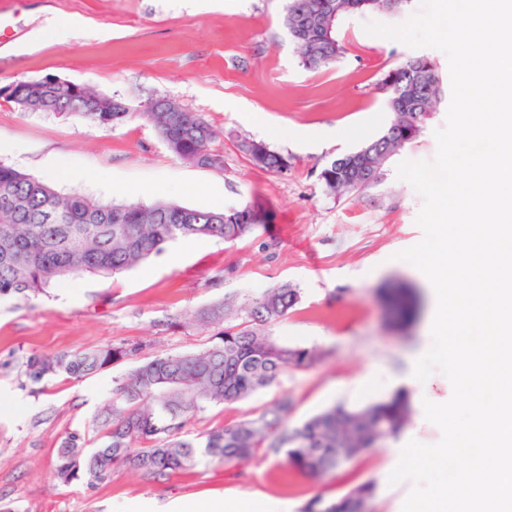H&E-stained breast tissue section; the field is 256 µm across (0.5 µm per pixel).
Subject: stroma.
Instances as JSON below:
<instances>
[{"instance_id": "obj_1", "label": "stroma", "mask_w": 512, "mask_h": 512, "mask_svg": "<svg viewBox=\"0 0 512 512\" xmlns=\"http://www.w3.org/2000/svg\"><path fill=\"white\" fill-rule=\"evenodd\" d=\"M287 0H0V24L14 35L0 42V86L54 76L140 105L173 99L216 130L223 163L198 167L173 155L142 117L102 127L77 116L24 112L0 99V139L14 150L0 163L42 177L57 162L98 168L110 184L60 180L102 201L148 204L163 198L205 209L251 205L267 223L233 242L184 238L160 254L110 278H63L45 292L0 298V512H157L186 499L217 503L229 497L284 499L302 512L316 497L330 498L371 483L366 512H402L411 481L390 484L401 450L412 439L440 440L423 403H443L452 387L441 373L408 390L412 411L395 437L342 468L308 475L291 468L284 452L260 448L245 461H202L187 471L152 478L114 468L104 482L68 485L54 477L56 450L72 432L93 435L103 407L134 367L123 361L74 380L25 375L29 355L76 354L121 344H144V356L184 353L207 345L219 328L203 329L192 314L230 299L246 307L265 290L289 283L300 294L271 336L316 350V362L283 373L272 386L237 402L212 403L191 416L182 434L197 435L254 417L281 399L291 403L286 426L324 409L362 407L390 397L392 381L412 354L429 348L424 324L433 292L399 252L416 245L420 196L399 178L405 160H430L434 132L446 122L439 108L421 135L383 167L378 180L351 195L327 194L322 166L358 149L387 127L376 83L382 72L420 54L448 71L437 49L411 48L367 34L368 21L397 25L408 12L347 14L338 33L347 52L335 66L306 70L282 20ZM64 15L75 25L64 39L35 33ZM320 134L318 143L306 136ZM265 142L288 158L273 173L254 166L242 137ZM178 263H171L172 254ZM400 283L417 296L408 323L392 325L381 288Z\"/></svg>"}]
</instances>
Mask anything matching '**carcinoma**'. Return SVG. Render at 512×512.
<instances>
[{"label": "carcinoma", "instance_id": "carcinoma-1", "mask_svg": "<svg viewBox=\"0 0 512 512\" xmlns=\"http://www.w3.org/2000/svg\"><path fill=\"white\" fill-rule=\"evenodd\" d=\"M410 0H288L283 25L308 70L336 64L346 53L338 35L339 19L350 13L402 12ZM376 89L391 121L385 132L358 150L323 166L318 179L336 196L352 194L373 183L385 163L415 140L444 99V78L425 56H411L382 73ZM83 107L71 106L70 90L44 84L32 103L33 112L80 116L110 126L133 116L146 118L174 145L171 153L193 165L198 158L221 165L212 151L216 132L197 113L153 112L152 102L127 112H98L103 92L83 90ZM253 141L240 147L256 166L273 172L288 170V157L267 149L254 156ZM265 223L250 205L225 210L151 204L102 203L79 192L64 193L44 178L0 164V296L42 292L61 277L93 274L111 277L133 269L179 238L209 237L233 242ZM299 293L288 284L270 288L252 300L248 319L236 324L239 309L225 300L196 312L202 327L224 325L209 345L195 351L155 356L142 361L113 390L112 403L96 426L99 446L86 450V436L72 433L56 450L55 477L64 484L88 479L102 482L112 468L125 466L149 476L192 468L201 460H246L263 446L285 449L288 463L304 472H330L363 449L393 437L410 415L408 397L360 408L343 405L323 410L298 427L284 425L288 400L260 415L207 434L180 436L187 418L208 403L236 402L273 384L289 369L306 367L317 352L278 342L266 327L288 314ZM395 323L411 314L414 299L401 285L389 289ZM140 345L110 346L79 354L32 355L26 375L39 382L47 375L80 379L136 357ZM374 487L365 484L335 498H316L305 512H363Z\"/></svg>", "mask_w": 512, "mask_h": 512}]
</instances>
